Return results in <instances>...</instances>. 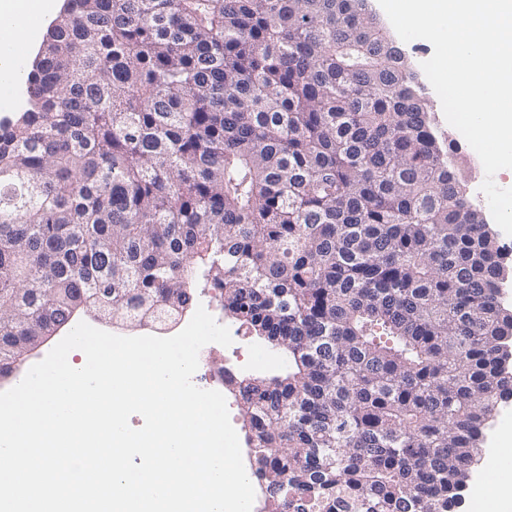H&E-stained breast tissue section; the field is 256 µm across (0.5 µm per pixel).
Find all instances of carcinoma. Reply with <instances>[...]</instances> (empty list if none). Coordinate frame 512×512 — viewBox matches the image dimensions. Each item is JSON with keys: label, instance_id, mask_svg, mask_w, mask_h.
<instances>
[{"label": "carcinoma", "instance_id": "carcinoma-1", "mask_svg": "<svg viewBox=\"0 0 512 512\" xmlns=\"http://www.w3.org/2000/svg\"><path fill=\"white\" fill-rule=\"evenodd\" d=\"M364 0H66L0 123V363L202 272L275 512H449L512 398L508 267ZM241 330L242 335L239 339L241 350L254 349L253 358L257 357L258 361L254 362L253 358L249 359L248 365L244 370L245 365L242 363L244 360L241 359L240 347L231 348L232 344L236 343L233 341L229 347H224V351L215 356L216 364H224L216 368L211 364L210 359L221 345L216 343L208 344L199 353V366L192 378L194 385L201 389L217 390L226 398L227 393H232V387L243 370V378H258L285 368V360L280 354L270 349L263 341L252 336L245 328H241ZM226 349L231 350V355L235 357V362L232 364L224 362V352Z\"/></svg>", "mask_w": 512, "mask_h": 512}]
</instances>
